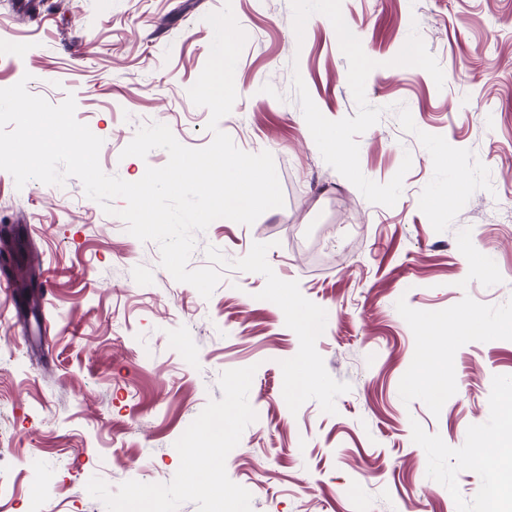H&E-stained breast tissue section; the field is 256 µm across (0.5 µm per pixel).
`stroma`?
<instances>
[{
  "instance_id": "obj_1",
  "label": "stroma",
  "mask_w": 512,
  "mask_h": 512,
  "mask_svg": "<svg viewBox=\"0 0 512 512\" xmlns=\"http://www.w3.org/2000/svg\"><path fill=\"white\" fill-rule=\"evenodd\" d=\"M227 3L247 42L219 128L271 153L284 205L250 225L213 221L188 266H206L210 245L236 260L268 244L276 275L326 310L316 349L350 390L333 414L313 400L289 410L280 363L299 340L259 299L263 275L224 270L203 298L161 267L157 243L128 233L123 199L108 215L78 179L19 189L0 171V225L23 227L15 274L38 275L48 297L34 319L33 290L0 294V512H486L478 487L512 469V420L491 408L512 386V0H341L377 63L366 99L383 110L357 138L361 170L385 183L412 158L391 207L366 200L309 135L294 75L328 119L357 105L332 23L312 15L296 37L290 0H41L28 13L0 0V86L25 77L51 104L74 96L103 140L102 170L135 181L168 161L162 149L122 157L140 126L211 143L188 90L210 54L204 17ZM414 30L443 86L393 65ZM420 130L490 170V190L443 232L418 206L433 176ZM472 312L480 329L463 322ZM428 335L440 405L416 382ZM229 406L226 435H206ZM489 440L500 455L467 458ZM199 446L224 451L206 482L190 478Z\"/></svg>"
}]
</instances>
